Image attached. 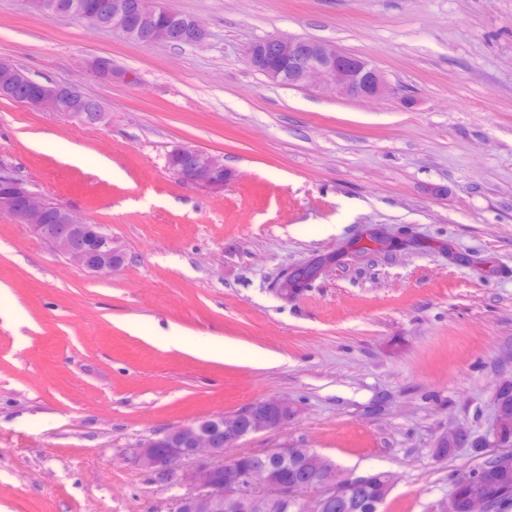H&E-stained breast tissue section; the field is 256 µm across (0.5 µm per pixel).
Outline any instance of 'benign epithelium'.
<instances>
[{
	"label": "benign epithelium",
	"instance_id": "benign-epithelium-1",
	"mask_svg": "<svg viewBox=\"0 0 512 512\" xmlns=\"http://www.w3.org/2000/svg\"><path fill=\"white\" fill-rule=\"evenodd\" d=\"M100 16L109 19L108 30L144 45H194L208 36L198 20L167 9L159 0L147 11L139 10L138 0H103ZM248 62L281 85L307 87L315 83L326 90L365 99L383 97L391 91L382 70L334 44L313 39L268 36L248 52ZM88 68L101 79H112V63L106 58H95L88 62ZM3 95L15 103L46 109L84 125L101 124L107 118L98 100L71 83L31 78ZM169 159L181 182L214 192L224 189L226 173L219 157L179 145L170 151ZM0 214L19 220L89 273L114 272L125 262V249L103 225L91 224L76 210L61 204L53 223H48L46 197L1 171ZM295 415L294 406L286 399L254 402L240 409L234 419L210 416L147 439L135 449L134 460L160 483L188 487V492L176 501V512H216L223 507L230 512H248L262 497L284 506L292 504L300 512H337L349 500L360 497L366 477L346 471L336 482L315 483L304 475L281 480L266 463L298 458V449L289 446L224 458V451L237 447L243 438L276 431ZM203 458L213 463L191 473L183 470L186 461ZM243 458L255 459L247 475L239 468Z\"/></svg>",
	"mask_w": 512,
	"mask_h": 512
}]
</instances>
